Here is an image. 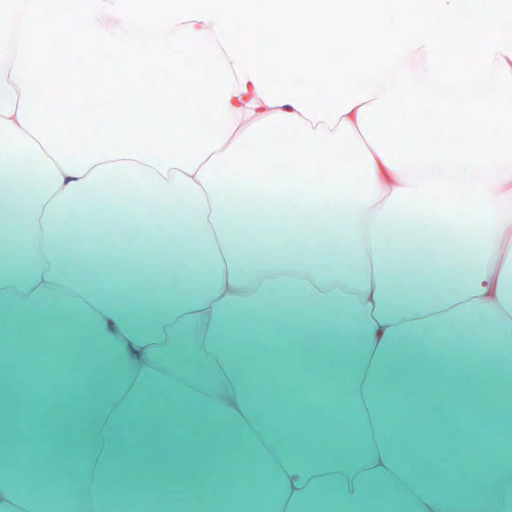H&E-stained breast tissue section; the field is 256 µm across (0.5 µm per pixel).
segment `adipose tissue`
Segmentation results:
<instances>
[{
  "instance_id": "1",
  "label": "adipose tissue",
  "mask_w": 512,
  "mask_h": 512,
  "mask_svg": "<svg viewBox=\"0 0 512 512\" xmlns=\"http://www.w3.org/2000/svg\"><path fill=\"white\" fill-rule=\"evenodd\" d=\"M229 112L233 141L273 109L249 81ZM374 166L375 200L156 157L63 161L0 114V229L20 238L0 246V339L44 368L58 356L33 337L77 324L107 352L83 368L75 407L61 390L32 402L26 371L0 368V456L16 465L0 473V512H512V222L496 230L483 202L411 206L393 194L406 174ZM446 222L479 227L453 272ZM67 224L190 236L90 269V243L61 246ZM308 224L324 225L319 243L300 242ZM275 365L306 370L294 406L266 377ZM457 394L484 419L481 444ZM383 396L408 405L401 423ZM451 447L478 462L453 481ZM174 448L205 479H156Z\"/></svg>"
}]
</instances>
